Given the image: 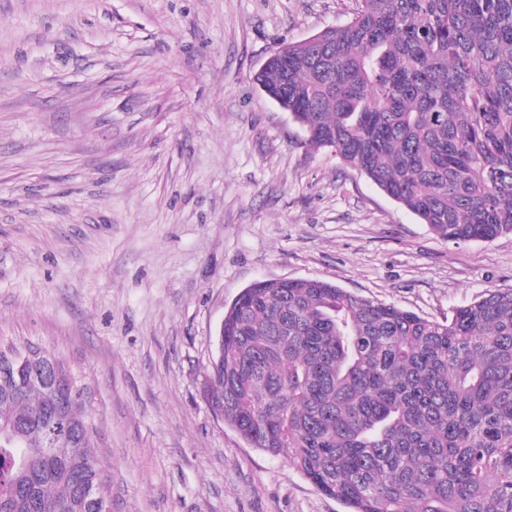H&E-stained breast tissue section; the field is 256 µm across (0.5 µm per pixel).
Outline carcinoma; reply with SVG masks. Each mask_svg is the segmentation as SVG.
Returning <instances> with one entry per match:
<instances>
[{
	"mask_svg": "<svg viewBox=\"0 0 512 512\" xmlns=\"http://www.w3.org/2000/svg\"><path fill=\"white\" fill-rule=\"evenodd\" d=\"M256 76L328 148L452 242L512 234V0H358ZM214 413L349 512H512V290L423 318L319 279L225 309ZM0 379V512H112L85 387ZM104 487L98 502L85 487Z\"/></svg>",
	"mask_w": 512,
	"mask_h": 512,
	"instance_id": "1",
	"label": "carcinoma"
}]
</instances>
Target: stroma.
Listing matches in <instances>:
<instances>
[{
    "instance_id": "1",
    "label": "stroma",
    "mask_w": 512,
    "mask_h": 512,
    "mask_svg": "<svg viewBox=\"0 0 512 512\" xmlns=\"http://www.w3.org/2000/svg\"><path fill=\"white\" fill-rule=\"evenodd\" d=\"M356 0H0V341L86 386L112 512H346L202 394L224 310L317 278L431 320L512 289V234L455 244L254 76Z\"/></svg>"
}]
</instances>
